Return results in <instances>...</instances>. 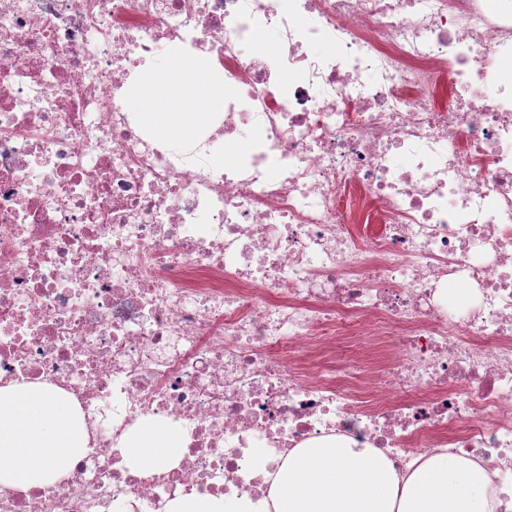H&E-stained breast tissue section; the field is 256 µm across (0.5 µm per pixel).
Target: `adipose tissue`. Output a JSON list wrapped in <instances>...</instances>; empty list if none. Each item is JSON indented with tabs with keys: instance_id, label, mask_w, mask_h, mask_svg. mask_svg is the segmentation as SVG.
<instances>
[{
	"instance_id": "ef3b65f1",
	"label": "adipose tissue",
	"mask_w": 512,
	"mask_h": 512,
	"mask_svg": "<svg viewBox=\"0 0 512 512\" xmlns=\"http://www.w3.org/2000/svg\"><path fill=\"white\" fill-rule=\"evenodd\" d=\"M140 99L162 101L145 118L164 136L188 134L223 106L224 86L198 57L174 74L147 71ZM86 434L65 397L40 387L0 393V484L41 486L61 480L65 463L82 455ZM180 435L148 423L124 447L128 463L159 471L178 462ZM487 476L477 464L448 454L428 456L398 477L377 448L299 449L277 474L276 512H486Z\"/></svg>"
}]
</instances>
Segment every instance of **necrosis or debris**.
Listing matches in <instances>:
<instances>
[{
  "label": "necrosis or debris",
  "mask_w": 512,
  "mask_h": 512,
  "mask_svg": "<svg viewBox=\"0 0 512 512\" xmlns=\"http://www.w3.org/2000/svg\"><path fill=\"white\" fill-rule=\"evenodd\" d=\"M163 49L224 83L184 139L136 98ZM511 61L512 0H0V389L64 391L88 436L0 512L258 502L336 437L471 460L512 512ZM146 422L168 472L121 454ZM183 441L173 430L148 423L130 437L123 448L125 459L139 470L159 471L178 462Z\"/></svg>",
  "instance_id": "4bbe7bcc"
}]
</instances>
